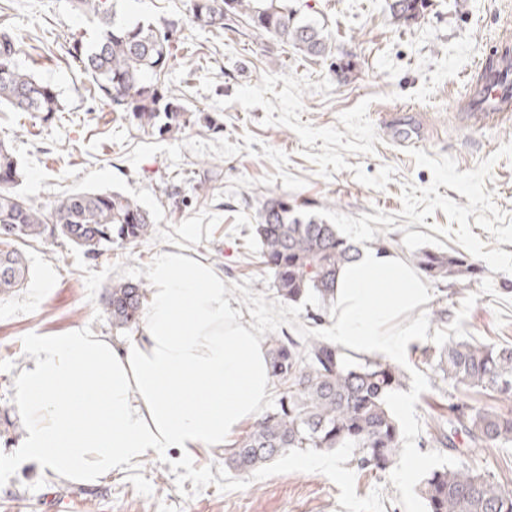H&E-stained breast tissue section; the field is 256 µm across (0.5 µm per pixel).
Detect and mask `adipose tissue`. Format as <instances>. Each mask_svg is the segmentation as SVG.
Here are the masks:
<instances>
[{"instance_id":"obj_1","label":"adipose tissue","mask_w":512,"mask_h":512,"mask_svg":"<svg viewBox=\"0 0 512 512\" xmlns=\"http://www.w3.org/2000/svg\"><path fill=\"white\" fill-rule=\"evenodd\" d=\"M141 329L117 339L74 328L36 336L16 382L30 460L94 485L151 454L224 447L254 421L271 381L266 349L224 303V276L178 252L152 268ZM427 292L390 251L360 250L336 275V342L388 359L414 328L392 332Z\"/></svg>"}]
</instances>
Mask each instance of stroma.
<instances>
[{"label":"stroma","instance_id":"1","mask_svg":"<svg viewBox=\"0 0 512 512\" xmlns=\"http://www.w3.org/2000/svg\"><path fill=\"white\" fill-rule=\"evenodd\" d=\"M187 4H115L123 22H182L169 83L222 129L194 126L174 140L138 131L86 93L67 48L73 38L92 41L95 26L69 0H0V28L17 35L19 60L55 84L63 104L38 125L0 107V139L23 171L19 192L48 204L75 190L118 191L155 216L147 238L98 258L60 241L22 245L30 283L50 282L36 298L29 286L0 292V512H74L80 502L90 512H425L424 477L460 462L512 491V447L429 444L447 402L419 353L452 339L512 342V122L469 130L461 119V77L478 79L476 60L502 53L512 0H430L411 24L396 23L386 0H289L299 18L324 25L322 57L258 39L244 19L232 31L197 28ZM399 110L424 126L414 147L384 132L381 114ZM203 178L213 186L204 203L191 190ZM279 196L407 266L424 250H457L478 269L463 288L425 279L423 309L397 323L416 329L395 360L406 380L390 399L402 430L399 465L375 475L358 470L347 448L296 450L239 473L220 448L187 459L170 451L84 486L28 461L14 388L31 338L74 327L119 336L104 303L110 285L150 281L164 252L182 250L222 272L225 302L258 340H333V314L280 302L260 262L254 226Z\"/></svg>","mask_w":512,"mask_h":512}]
</instances>
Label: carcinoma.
Here are the masks:
<instances>
[{
    "label": "carcinoma",
    "mask_w": 512,
    "mask_h": 512,
    "mask_svg": "<svg viewBox=\"0 0 512 512\" xmlns=\"http://www.w3.org/2000/svg\"><path fill=\"white\" fill-rule=\"evenodd\" d=\"M71 10L96 27L86 47L75 40L68 54L91 82L90 89L112 111L137 130L173 139L187 126L220 129L209 114L188 108L168 85L167 77L178 41L173 22L123 24L108 0H69ZM189 21L201 29L231 30L238 18L249 20L257 37L290 42L308 56H323L328 37L322 27L299 19L288 0H189ZM397 22L425 16L429 0H388ZM47 121L62 111L60 91L37 78L18 61L15 35L0 30V106ZM23 177L9 144L0 140V292L21 288L27 268L15 245L29 240L63 239L98 257L112 249L148 237L154 214L120 192L76 191L47 207L34 206L14 192ZM255 236L262 263L271 272L277 296L297 303L312 298L323 310L334 303L337 271L359 254L336 225L328 224L283 198L267 200L259 214ZM417 267L428 278L460 284L474 268L459 252L425 250ZM143 281L111 286L106 305L112 325L139 326ZM272 377L284 385L277 406L258 419L226 452L228 468L249 472L291 449L329 452L349 448L361 470L385 472L398 463L401 427L389 407L402 387V370L387 362L349 353L319 336L298 342L269 336L265 341ZM450 397L448 414L430 426L433 442L469 448L512 445V342L480 344L450 341L422 350ZM421 497L426 512H512V494L493 477L461 464L431 471Z\"/></svg>",
    "instance_id": "1"
}]
</instances>
